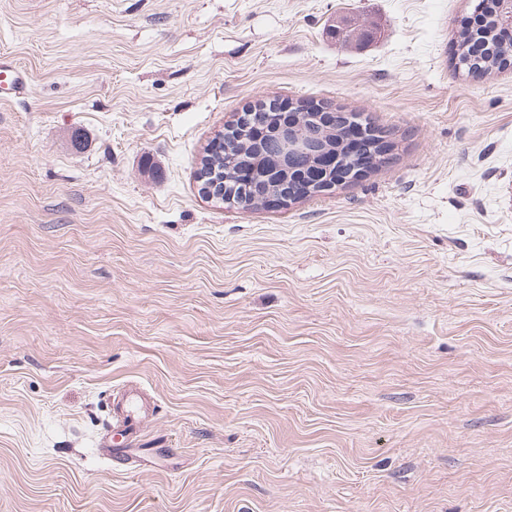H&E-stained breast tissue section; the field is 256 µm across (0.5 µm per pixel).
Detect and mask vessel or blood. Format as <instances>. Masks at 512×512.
<instances>
[{
	"mask_svg": "<svg viewBox=\"0 0 512 512\" xmlns=\"http://www.w3.org/2000/svg\"><path fill=\"white\" fill-rule=\"evenodd\" d=\"M28 79L25 71L5 58H0V89L7 94H25ZM110 419L98 443V452L111 467L127 471L143 467L144 460L136 446L141 441L146 419L152 408L140 387L130 385L113 396L109 405Z\"/></svg>",
	"mask_w": 512,
	"mask_h": 512,
	"instance_id": "obj_1",
	"label": "vessel or blood"
}]
</instances>
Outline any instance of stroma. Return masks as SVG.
I'll return each instance as SVG.
<instances>
[{
    "label": "stroma",
    "mask_w": 512,
    "mask_h": 512,
    "mask_svg": "<svg viewBox=\"0 0 512 512\" xmlns=\"http://www.w3.org/2000/svg\"><path fill=\"white\" fill-rule=\"evenodd\" d=\"M470 8L0 0V512H512V65L455 70ZM260 100L369 115L391 158L205 197ZM130 381L177 451L133 475L97 452ZM28 87V79L25 71L20 69L4 57L0 58V89L9 95L21 96Z\"/></svg>",
    "instance_id": "obj_1"
}]
</instances>
